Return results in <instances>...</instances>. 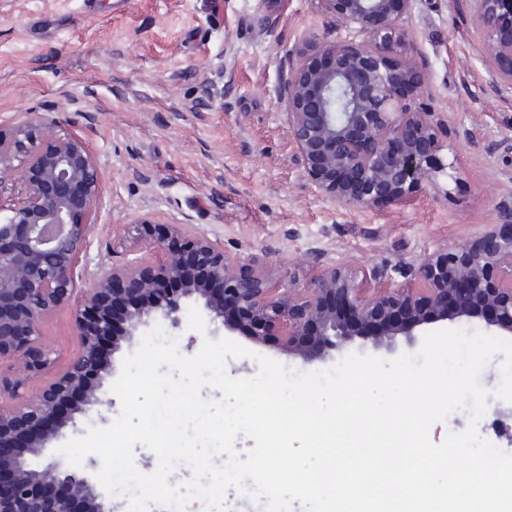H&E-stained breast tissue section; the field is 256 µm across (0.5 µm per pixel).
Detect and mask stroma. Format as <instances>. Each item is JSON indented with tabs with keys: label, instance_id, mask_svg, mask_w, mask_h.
Instances as JSON below:
<instances>
[{
	"label": "stroma",
	"instance_id": "obj_1",
	"mask_svg": "<svg viewBox=\"0 0 512 512\" xmlns=\"http://www.w3.org/2000/svg\"><path fill=\"white\" fill-rule=\"evenodd\" d=\"M408 27L428 73L421 107L448 115L441 157L448 176L408 198L371 209L341 207L317 193L292 144L281 102L282 75L305 38L344 39L320 0H0V123L37 109L44 122L76 134L104 177L100 212L79 270L84 283L141 250L138 213L190 220L220 239L225 254L255 258L273 282L306 281L315 264H346L409 281L422 258L462 245L512 203V83L498 78L472 0H416ZM223 104H201L212 89ZM74 310L42 325L53 364L28 375L18 361L0 373L23 379L36 400L77 356ZM178 326L162 322L182 355L204 339L230 337L302 373L345 355L393 359L406 337L357 339L312 362L273 340L225 333L202 302L182 303ZM481 382L490 392L478 431L512 454V403L495 396L500 361ZM120 412L115 394L51 440L35 465Z\"/></svg>",
	"mask_w": 512,
	"mask_h": 512
}]
</instances>
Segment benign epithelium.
<instances>
[{
    "mask_svg": "<svg viewBox=\"0 0 512 512\" xmlns=\"http://www.w3.org/2000/svg\"><path fill=\"white\" fill-rule=\"evenodd\" d=\"M348 38L305 40L283 78L288 129L304 172L319 193L349 209L406 198L448 168L440 157L443 112L418 105L424 65L406 26L415 0H321ZM498 73L512 80V0H473ZM0 359L19 357L35 372L52 364L40 327L75 305L81 352L31 403L19 382L0 375V512H113L96 465L77 472L31 459L76 415L102 401L110 363L101 347L120 345L111 309L130 326L160 314L177 323L181 301L203 302L212 319L256 342L271 338L306 361L356 338L413 336L424 325L483 319L512 335V207L462 247L438 249L413 281L348 265H320L303 286L279 292L265 267L224 254L218 240L156 213L130 223L144 251L82 286L78 271L103 196L102 171L72 132L51 128L37 110L0 125ZM170 281L177 293H164Z\"/></svg>",
    "mask_w": 512,
    "mask_h": 512,
    "instance_id": "1",
    "label": "benign epithelium"
}]
</instances>
